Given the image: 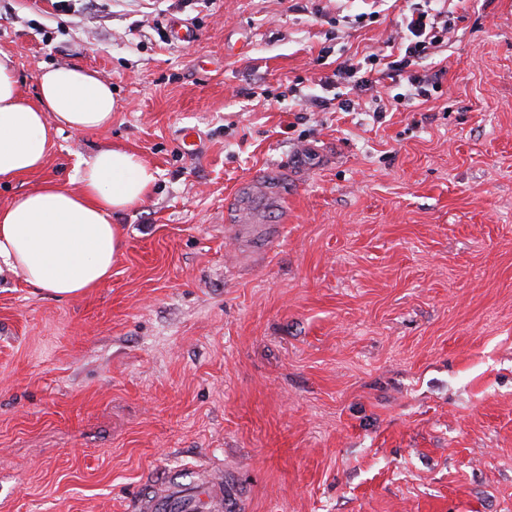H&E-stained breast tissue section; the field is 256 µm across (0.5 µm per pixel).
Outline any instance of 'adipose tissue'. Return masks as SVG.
I'll return each instance as SVG.
<instances>
[{"label": "adipose tissue", "mask_w": 512, "mask_h": 512, "mask_svg": "<svg viewBox=\"0 0 512 512\" xmlns=\"http://www.w3.org/2000/svg\"><path fill=\"white\" fill-rule=\"evenodd\" d=\"M119 109L93 72L42 67L26 97L15 56L0 50V182L39 171L58 132H94ZM78 189L47 181L0 207V267L33 287L70 298L101 285L122 247L116 219L148 200L157 172L138 153L105 147L76 165Z\"/></svg>", "instance_id": "adipose-tissue-1"}]
</instances>
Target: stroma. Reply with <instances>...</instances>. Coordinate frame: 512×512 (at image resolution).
Here are the masks:
<instances>
[{
  "label": "stroma",
  "instance_id": "35a3bbf8",
  "mask_svg": "<svg viewBox=\"0 0 512 512\" xmlns=\"http://www.w3.org/2000/svg\"><path fill=\"white\" fill-rule=\"evenodd\" d=\"M405 6L0 0L27 97L53 65L119 101L0 207L107 146L158 171L99 287L0 273V512H139L185 472L231 512H512V0H447L429 98L301 106L345 60L384 71ZM267 177L276 240L234 245L233 198Z\"/></svg>",
  "mask_w": 512,
  "mask_h": 512
}]
</instances>
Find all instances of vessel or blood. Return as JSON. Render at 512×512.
Wrapping results in <instances>:
<instances>
[{"mask_svg": "<svg viewBox=\"0 0 512 512\" xmlns=\"http://www.w3.org/2000/svg\"><path fill=\"white\" fill-rule=\"evenodd\" d=\"M287 206L288 199L277 187L265 180H255L243 185L238 200L237 220L233 231L252 225L256 211L270 201ZM220 496L218 481L201 485L193 477L184 475L177 481H165L151 486L140 499L141 512H213Z\"/></svg>", "mask_w": 512, "mask_h": 512, "instance_id": "obj_1", "label": "vessel or blood"}]
</instances>
